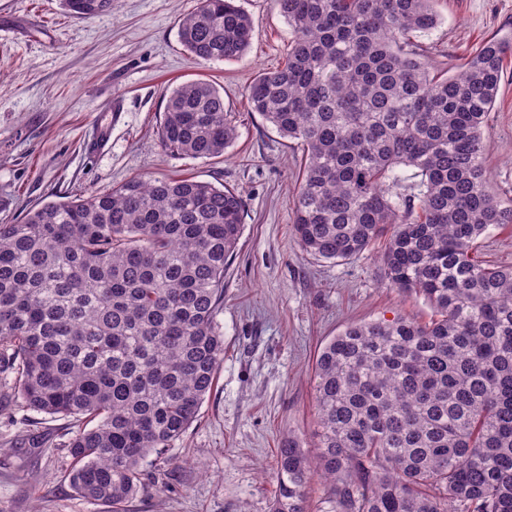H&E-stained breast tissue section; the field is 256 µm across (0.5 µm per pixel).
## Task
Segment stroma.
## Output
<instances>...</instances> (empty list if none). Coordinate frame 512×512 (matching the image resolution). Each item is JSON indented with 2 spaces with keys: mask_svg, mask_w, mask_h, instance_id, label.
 I'll return each instance as SVG.
<instances>
[{
  "mask_svg": "<svg viewBox=\"0 0 512 512\" xmlns=\"http://www.w3.org/2000/svg\"><path fill=\"white\" fill-rule=\"evenodd\" d=\"M240 3L254 22L248 52L198 63L177 36L197 0H112L89 18L61 0H0V224L134 177L190 176L234 188L245 203L217 316V384L125 512H270L283 438L295 433L318 453L311 376L322 346L354 321L431 317L423 299L384 281L383 242L342 262L303 253L292 226L302 151L246 106L248 85L284 64L293 33L272 0ZM435 9L438 26L416 40L435 73H456L486 39L512 33V0H437ZM194 79L223 87L238 137L222 156L173 159L157 125L169 90ZM114 100L123 104L116 118L106 110ZM102 125L109 141L95 152L88 141ZM484 134L488 189L512 198V61ZM70 436L67 420H43L0 389V512H112L64 480Z\"/></svg>",
  "mask_w": 512,
  "mask_h": 512,
  "instance_id": "1",
  "label": "stroma"
}]
</instances>
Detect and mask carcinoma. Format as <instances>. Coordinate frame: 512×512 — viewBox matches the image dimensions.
Listing matches in <instances>:
<instances>
[{"mask_svg":"<svg viewBox=\"0 0 512 512\" xmlns=\"http://www.w3.org/2000/svg\"><path fill=\"white\" fill-rule=\"evenodd\" d=\"M435 2L273 0L293 40L246 101L302 148L299 245L339 262L384 240L383 278L433 315L352 322L323 346L319 452L282 441L271 512H308L316 473L334 512H512V269L476 256L489 228L512 226L483 136L512 37L434 75L412 39L437 27ZM252 32L236 0H199L178 25L203 63L241 58ZM157 136L170 158L223 155L238 137L224 89L175 86ZM243 211L224 185L136 177L0 224V374L27 409L73 421L64 478L85 501L122 512L148 458L197 420L224 359L216 317Z\"/></svg>","mask_w":512,"mask_h":512,"instance_id":"1","label":"carcinoma"}]
</instances>
